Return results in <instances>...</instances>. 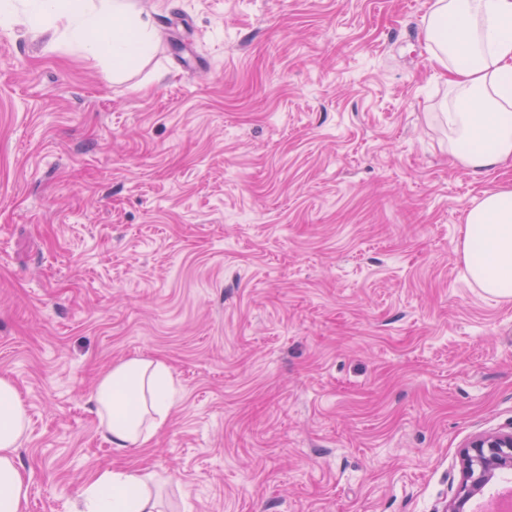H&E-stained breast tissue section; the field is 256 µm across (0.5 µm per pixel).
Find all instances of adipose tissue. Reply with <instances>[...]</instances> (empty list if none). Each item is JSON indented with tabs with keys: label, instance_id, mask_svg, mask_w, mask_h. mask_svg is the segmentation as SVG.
I'll list each match as a JSON object with an SVG mask.
<instances>
[{
	"label": "adipose tissue",
	"instance_id": "1",
	"mask_svg": "<svg viewBox=\"0 0 512 512\" xmlns=\"http://www.w3.org/2000/svg\"><path fill=\"white\" fill-rule=\"evenodd\" d=\"M66 19L85 57L126 69L154 49L147 21L123 0H35L32 21ZM429 62L452 92L445 114L449 151L473 173L512 166V0H433L426 18ZM461 258L469 278L498 299H512V185L484 192L466 213ZM169 366L131 358L100 380L94 402L114 450L149 447L175 402ZM26 412L13 383L0 376V512H23L28 479L17 448ZM83 512H161L137 471H108L85 491Z\"/></svg>",
	"mask_w": 512,
	"mask_h": 512
}]
</instances>
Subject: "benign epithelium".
<instances>
[{
    "mask_svg": "<svg viewBox=\"0 0 512 512\" xmlns=\"http://www.w3.org/2000/svg\"><path fill=\"white\" fill-rule=\"evenodd\" d=\"M512 470V433L482 434L472 438L463 452V480L449 512H466L469 501L493 474Z\"/></svg>",
    "mask_w": 512,
    "mask_h": 512,
    "instance_id": "7a95c632",
    "label": "benign epithelium"
}]
</instances>
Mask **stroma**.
I'll use <instances>...</instances> for the list:
<instances>
[{
    "label": "stroma",
    "mask_w": 512,
    "mask_h": 512,
    "mask_svg": "<svg viewBox=\"0 0 512 512\" xmlns=\"http://www.w3.org/2000/svg\"><path fill=\"white\" fill-rule=\"evenodd\" d=\"M128 70L0 28V376L24 512L107 470L164 512H446L476 435L512 433V299L459 254L512 168L448 154L431 0H129ZM164 360L177 400L117 453L99 379Z\"/></svg>",
    "instance_id": "obj_1"
}]
</instances>
